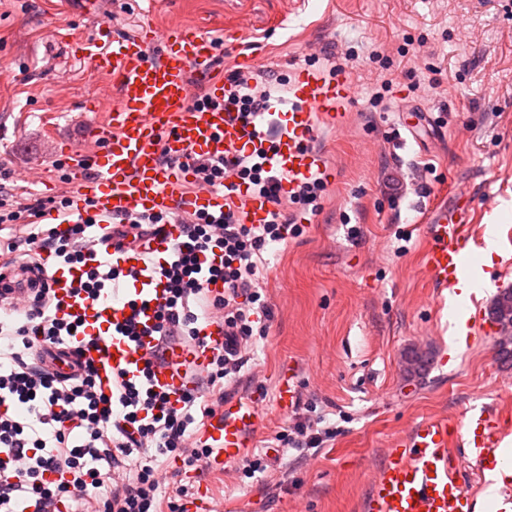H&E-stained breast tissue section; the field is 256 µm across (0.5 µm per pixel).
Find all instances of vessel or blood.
Segmentation results:
<instances>
[{"label":"vessel or blood","instance_id":"obj_1","mask_svg":"<svg viewBox=\"0 0 512 512\" xmlns=\"http://www.w3.org/2000/svg\"><path fill=\"white\" fill-rule=\"evenodd\" d=\"M154 46L160 49L155 57L150 54ZM73 51L93 70L111 74L118 89L116 103H100L103 120L90 128L83 148L71 151L68 158L73 202L69 220H76L88 202L101 218L86 250L87 265H98L107 251L123 268L149 258L164 263L173 256L179 218L197 211H223V190L189 191L195 180L193 157L239 151L259 155L284 194L298 183L333 177L310 140L317 124L344 125L355 97L347 70H337L335 77L328 78L318 68L296 67L287 98L271 99L265 112L242 121L224 109L192 103V79H199L211 98L223 99L227 91L224 75L214 65V43L200 30L183 25L159 30L145 25L134 34L116 35L103 27L98 37L76 43ZM232 199L241 223L268 221L272 202L267 196L240 183ZM140 212L162 213L172 221L157 234L111 250L107 219ZM471 216V201L462 189L453 210L432 212L427 226L424 267L439 287L453 292L467 276ZM80 274L76 267L57 268L46 283L84 318V333L76 340L82 361L93 363L105 382L118 373L133 382L140 380L141 366L157 345L154 310L166 295L163 281L141 276L130 283H117L92 302L73 295ZM132 300L142 309L145 327L134 342L112 329L129 314ZM196 335L195 343L170 346L148 376L153 389L165 393L169 408L182 407L185 395L195 387L196 375L206 372L213 353L224 345V327L217 320L200 321ZM264 413L262 400L225 397L223 408L201 432L211 450L208 471L228 470L254 447ZM504 436L498 412L485 409L470 418L462 443L478 471L488 470L495 462ZM453 438L447 420L434 419L391 442L383 464L370 480L364 512H464L470 497L449 449Z\"/></svg>","mask_w":512,"mask_h":512}]
</instances>
